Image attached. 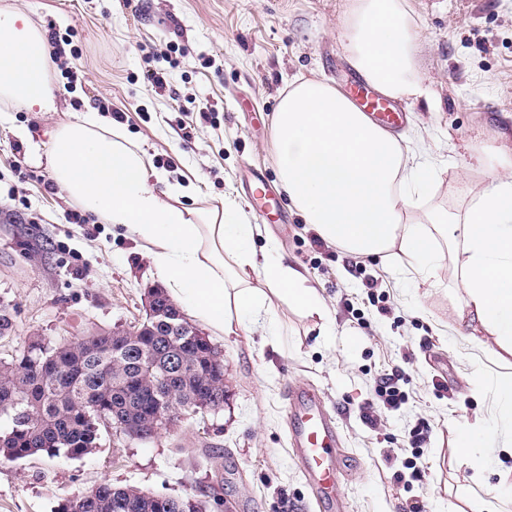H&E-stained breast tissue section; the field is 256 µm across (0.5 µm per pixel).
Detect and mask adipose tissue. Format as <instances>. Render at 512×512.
Masks as SVG:
<instances>
[{
	"instance_id": "obj_1",
	"label": "adipose tissue",
	"mask_w": 512,
	"mask_h": 512,
	"mask_svg": "<svg viewBox=\"0 0 512 512\" xmlns=\"http://www.w3.org/2000/svg\"><path fill=\"white\" fill-rule=\"evenodd\" d=\"M345 29L349 63L368 84L391 98L428 96L426 78L413 65L404 0H359ZM0 102L55 109L45 37L8 6L0 7ZM275 138L288 200L323 240L368 256L399 250L402 264L425 281L447 268L462 286L458 322L485 333L492 359L512 356V157H502L477 184L465 209H443L431 203L433 182L399 139L317 79L289 83ZM44 157L60 192L102 223L125 228L162 274L172 302L214 332L271 328L278 299L326 318L325 300L285 256L258 259L252 248L258 225L227 205L179 206L186 187L169 183L120 128L103 126L96 113L53 128ZM425 199L428 233L402 219ZM434 233L460 248L453 265L431 248ZM257 273L263 286L252 283ZM497 395L490 437L472 433L460 441L462 461L487 441L512 458V374L498 379Z\"/></svg>"
}]
</instances>
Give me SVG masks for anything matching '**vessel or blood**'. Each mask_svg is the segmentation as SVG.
<instances>
[{"label":"vessel or blood","mask_w":512,"mask_h":512,"mask_svg":"<svg viewBox=\"0 0 512 512\" xmlns=\"http://www.w3.org/2000/svg\"><path fill=\"white\" fill-rule=\"evenodd\" d=\"M350 97L362 112L383 128L394 130L404 121V114L394 100L362 82L351 86ZM289 404L293 454L326 512H340L343 502L338 486L344 462L337 448L338 434L327 419L321 398L315 391L293 390Z\"/></svg>","instance_id":"b4317fda"}]
</instances>
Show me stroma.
<instances>
[{
	"instance_id": "stroma-1",
	"label": "stroma",
	"mask_w": 512,
	"mask_h": 512,
	"mask_svg": "<svg viewBox=\"0 0 512 512\" xmlns=\"http://www.w3.org/2000/svg\"><path fill=\"white\" fill-rule=\"evenodd\" d=\"M414 64L429 98H404L402 126L424 142L435 201L458 210L495 157L512 155V0H407ZM44 36L70 32L76 56L53 69L57 109L0 104V337L7 359L30 339H68L146 318L161 276L123 228L78 223L31 146L59 124L98 113L119 123L152 165L192 185L183 205L228 202L260 225L257 253L281 252L328 306L318 319L281 303L274 331L238 330L210 341L224 356V405L184 414L136 439L100 429L93 450L0 459V512H56L101 483L142 491L219 496L223 512H324L294 461L286 395L306 385L324 399L347 460L345 512H512L487 451L462 464V429L487 428L495 383L507 367L448 324L459 284L440 269L432 288L393 256L347 253L323 241L279 179L275 114L290 80L343 89L355 78L342 27L355 0H0ZM167 72L165 89L143 74ZM266 176L265 201L245 184ZM397 374L399 409L379 395ZM377 417L376 425L365 421ZM425 440L422 478L405 461L413 431Z\"/></svg>"
}]
</instances>
